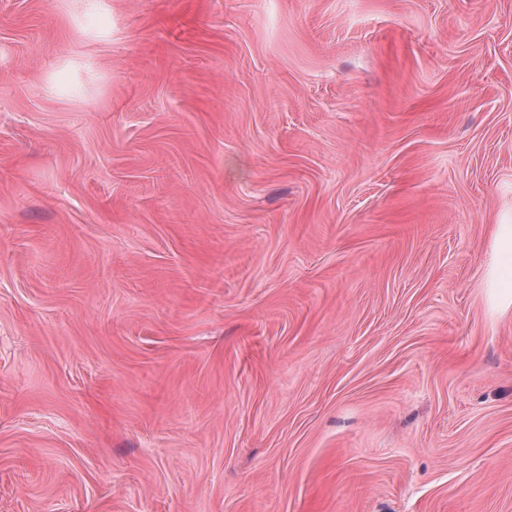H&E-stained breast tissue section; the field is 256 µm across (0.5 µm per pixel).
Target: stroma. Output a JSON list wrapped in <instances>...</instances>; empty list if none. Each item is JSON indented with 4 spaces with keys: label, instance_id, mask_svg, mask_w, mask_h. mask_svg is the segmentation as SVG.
Masks as SVG:
<instances>
[{
    "label": "stroma",
    "instance_id": "35a3bbf8",
    "mask_svg": "<svg viewBox=\"0 0 512 512\" xmlns=\"http://www.w3.org/2000/svg\"><path fill=\"white\" fill-rule=\"evenodd\" d=\"M512 0H0V512H512ZM492 262L486 275V298L495 312L512 308V224L495 225Z\"/></svg>",
    "mask_w": 512,
    "mask_h": 512
}]
</instances>
